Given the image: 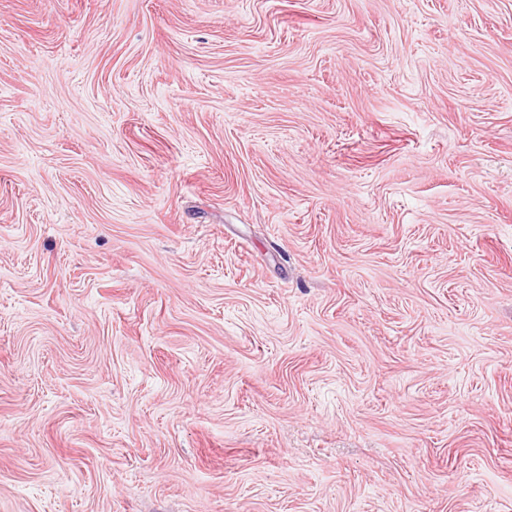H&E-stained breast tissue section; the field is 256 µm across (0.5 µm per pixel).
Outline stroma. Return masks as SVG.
I'll return each instance as SVG.
<instances>
[{"label":"stroma","mask_w":512,"mask_h":512,"mask_svg":"<svg viewBox=\"0 0 512 512\" xmlns=\"http://www.w3.org/2000/svg\"><path fill=\"white\" fill-rule=\"evenodd\" d=\"M0 512H512V0H0Z\"/></svg>","instance_id":"35a3bbf8"}]
</instances>
